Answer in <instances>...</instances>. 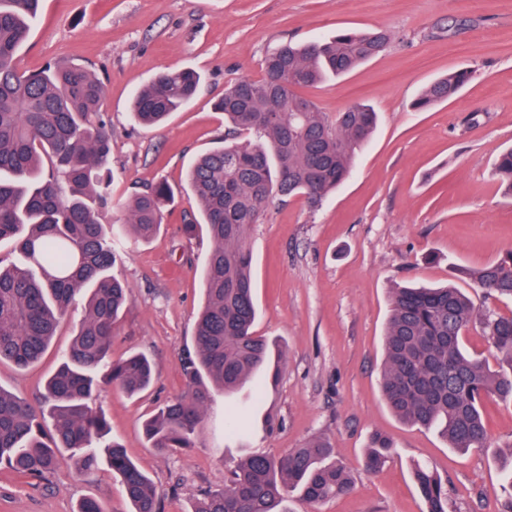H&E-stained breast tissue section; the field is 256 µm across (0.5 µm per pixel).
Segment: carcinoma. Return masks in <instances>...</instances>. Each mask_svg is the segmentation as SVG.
<instances>
[{
	"instance_id": "cac0c4a2",
	"label": "carcinoma",
	"mask_w": 512,
	"mask_h": 512,
	"mask_svg": "<svg viewBox=\"0 0 512 512\" xmlns=\"http://www.w3.org/2000/svg\"><path fill=\"white\" fill-rule=\"evenodd\" d=\"M40 7L41 0H0V242H13L20 256L7 265L0 259V363L19 369L36 363L76 296H85L86 306L45 384L41 401L48 410L0 387V465L22 478L46 479L69 460L85 472L104 460L120 477L133 512H159L150 479L108 438L105 416L89 401L102 370L127 394L151 382L147 356H110L115 322L129 301L128 285L111 273L114 243L155 234L174 192L155 182L125 205L120 223H101L100 212L112 203L104 88L76 64L19 70L16 57ZM389 41L384 31L343 32L303 45L286 41L265 56L261 79L242 77L224 88L216 104L227 128L224 145L187 173L212 240L203 276L206 301L181 358L185 391L144 423L151 447H195L216 393L231 401L259 370L278 379L280 352L252 331L253 225L275 198L303 195L311 211L319 210L351 174L377 125V113L367 105L352 103L331 117L295 89L350 72ZM471 76L458 70L432 82L412 107L449 100ZM200 80L192 69L158 73L135 94V118L144 126L162 123L192 100ZM302 103L307 110L299 112ZM495 175L512 192V149L498 156ZM460 273L485 296L512 299L511 250ZM473 323L501 355L499 370L464 351L463 335ZM384 353L380 385L397 417L437 431L451 448L490 447L485 402L512 401V315L478 313L453 285L396 288ZM392 448L387 435L373 433L367 467L380 468ZM414 478L427 512H448L447 482L422 465L415 466ZM351 487L330 439L317 436L284 456L241 459L224 487L201 494L192 512H288L283 503L292 492L318 504Z\"/></svg>"
}]
</instances>
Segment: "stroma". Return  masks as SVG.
Masks as SVG:
<instances>
[{"mask_svg": "<svg viewBox=\"0 0 512 512\" xmlns=\"http://www.w3.org/2000/svg\"><path fill=\"white\" fill-rule=\"evenodd\" d=\"M343 30H384L391 40L377 57L304 94L331 116L354 102L371 105L378 128L319 211L301 197L273 200L249 239L254 332L282 352L280 379L273 386L257 373L233 400L247 415L239 432H228L219 394L196 447L158 452L142 422L184 389L180 359L211 250L206 228L192 237L183 230L196 212L186 173L224 135L215 102L236 79L260 77L263 58L281 42L330 40ZM17 63L29 73L77 63L103 82L112 205L102 223L122 218L123 204L145 185L164 181L175 191L159 232L118 242L112 268L131 287L112 357L147 355L153 382L134 396L105 384L93 400L151 479L159 512H191L203 491L223 487L234 462L285 454L317 434L330 438L352 489L320 504L289 495L290 512H427L412 474L418 463L447 480L448 512H500L499 457L512 452V402H488L490 448L462 452L399 420L382 398L379 371L395 285L452 283L477 309L512 313V301L484 298L458 274L512 250V198L494 172L497 155L512 147V0H42ZM181 68L202 76L191 103L162 125L139 124L136 91ZM462 68L472 77L453 98L413 109L428 84ZM83 315L79 298L37 363L0 365V388L37 402ZM376 431L389 434L395 450L372 472L365 456ZM87 498L105 512L131 509L104 464L90 474L68 464L45 480L0 466V512H78Z\"/></svg>", "mask_w": 512, "mask_h": 512, "instance_id": "stroma-1", "label": "stroma"}]
</instances>
